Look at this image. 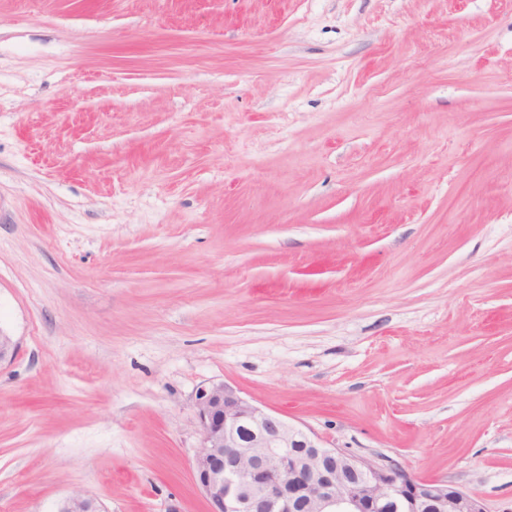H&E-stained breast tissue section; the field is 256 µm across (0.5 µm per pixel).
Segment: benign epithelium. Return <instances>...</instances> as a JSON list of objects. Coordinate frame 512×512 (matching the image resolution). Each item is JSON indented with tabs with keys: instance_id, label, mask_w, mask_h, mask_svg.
Here are the masks:
<instances>
[{
	"instance_id": "7a95c632",
	"label": "benign epithelium",
	"mask_w": 512,
	"mask_h": 512,
	"mask_svg": "<svg viewBox=\"0 0 512 512\" xmlns=\"http://www.w3.org/2000/svg\"><path fill=\"white\" fill-rule=\"evenodd\" d=\"M16 348L0 332V364ZM195 406L201 445L192 473L207 512H486L457 485L419 479L394 460L329 448L222 382L199 388ZM56 512L103 510L74 494Z\"/></svg>"
}]
</instances>
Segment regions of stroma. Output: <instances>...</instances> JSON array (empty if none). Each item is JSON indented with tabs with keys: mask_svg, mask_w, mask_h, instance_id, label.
<instances>
[{
	"mask_svg": "<svg viewBox=\"0 0 512 512\" xmlns=\"http://www.w3.org/2000/svg\"><path fill=\"white\" fill-rule=\"evenodd\" d=\"M0 512H206L200 387L512 512V0H0ZM56 512H103V510L94 498L74 494L59 501Z\"/></svg>",
	"mask_w": 512,
	"mask_h": 512,
	"instance_id": "obj_1",
	"label": "stroma"
}]
</instances>
